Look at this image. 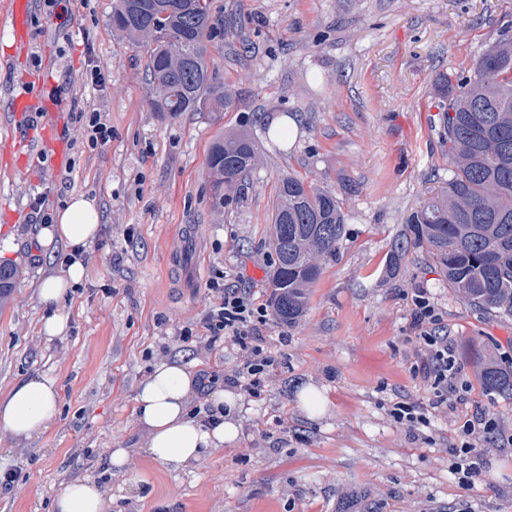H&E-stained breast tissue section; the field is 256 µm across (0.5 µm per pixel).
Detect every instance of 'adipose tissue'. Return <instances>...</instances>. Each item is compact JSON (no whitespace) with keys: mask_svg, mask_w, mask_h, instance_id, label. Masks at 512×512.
Here are the masks:
<instances>
[{"mask_svg":"<svg viewBox=\"0 0 512 512\" xmlns=\"http://www.w3.org/2000/svg\"><path fill=\"white\" fill-rule=\"evenodd\" d=\"M100 215L94 199L83 195L70 198L56 214V222L44 227L40 238L59 239L71 245L91 242L99 230ZM194 385L189 365L162 362L139 386L134 406L137 420L147 432L146 452L173 472L190 462L200 461L239 435L237 408L233 393L216 387L210 402L213 423L206 424L190 415L187 397ZM58 412L55 379L44 377L16 386L0 402V430L29 438L45 431ZM55 512H104V500L95 481L69 483L54 501Z\"/></svg>","mask_w":512,"mask_h":512,"instance_id":"ef3b65f1","label":"adipose tissue"}]
</instances>
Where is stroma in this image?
<instances>
[{
  "label": "stroma",
  "mask_w": 512,
  "mask_h": 512,
  "mask_svg": "<svg viewBox=\"0 0 512 512\" xmlns=\"http://www.w3.org/2000/svg\"><path fill=\"white\" fill-rule=\"evenodd\" d=\"M34 0L25 46L0 30V120L10 94L65 105L66 162L50 154L16 169L0 138V264L22 268L0 293V400L17 385L56 380L52 426L26 439L0 432V456L21 479L0 487V512H54L76 479L101 481L105 512H512V399L489 390L475 351L512 366V314L464 303L418 246L387 270L408 215L448 184V142L437 79L470 69L512 32V0H210V65L235 88L225 112H157L147 57L112 29L113 0ZM112 127L92 147L75 116ZM295 119L292 143L269 130ZM247 132L266 156L240 197L219 208L209 150ZM293 173L335 191L345 215L296 325L267 315L255 346L270 375L242 395L234 443L173 473L143 450L134 413L140 383L163 361L192 363L207 391L189 412L206 418L209 388L226 384L246 353L230 339L197 353L216 300L207 281L269 303L270 215L278 179ZM94 198L98 237L82 279L56 304L38 298L72 248L39 241L35 204L56 213L70 196ZM425 293L457 374L434 386L418 372L428 350L413 299ZM67 322L47 337L45 316ZM317 389L325 416L302 408ZM415 409L398 420L396 406ZM485 466L466 487L453 473L468 420ZM126 448L124 468L107 469Z\"/></svg>",
  "instance_id": "1"
}]
</instances>
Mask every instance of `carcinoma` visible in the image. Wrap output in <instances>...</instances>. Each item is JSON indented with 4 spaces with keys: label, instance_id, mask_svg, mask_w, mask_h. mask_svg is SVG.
Returning <instances> with one entry per match:
<instances>
[{
    "label": "carcinoma",
    "instance_id": "carcinoma-1",
    "mask_svg": "<svg viewBox=\"0 0 512 512\" xmlns=\"http://www.w3.org/2000/svg\"><path fill=\"white\" fill-rule=\"evenodd\" d=\"M215 22L209 0H115L112 27L147 50L158 112H222L236 95L209 65ZM442 122L448 134V189L427 199L406 220L388 268L410 245L444 268L448 287L479 308L512 313V34H503L467 73L441 78ZM263 165L253 136L215 142L208 175L216 204L234 200ZM344 215L336 193L288 174L279 178L271 213V304L290 324L304 316L322 261L336 251ZM484 383L512 397V372L477 357Z\"/></svg>",
    "mask_w": 512,
    "mask_h": 512
}]
</instances>
